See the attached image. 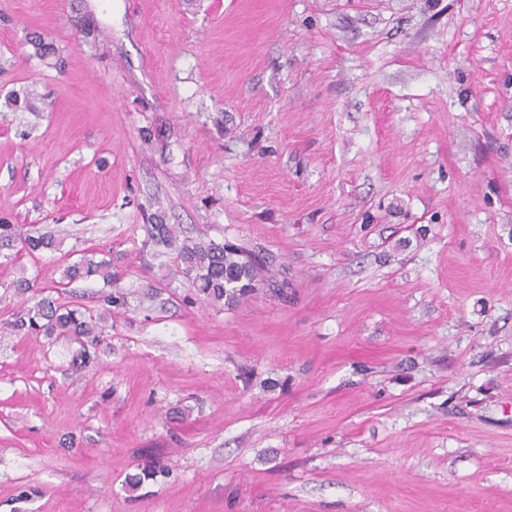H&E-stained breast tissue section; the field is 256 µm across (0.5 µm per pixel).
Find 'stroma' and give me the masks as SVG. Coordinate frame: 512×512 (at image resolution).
Segmentation results:
<instances>
[{"label": "stroma", "instance_id": "1", "mask_svg": "<svg viewBox=\"0 0 512 512\" xmlns=\"http://www.w3.org/2000/svg\"><path fill=\"white\" fill-rule=\"evenodd\" d=\"M0 220V512H512V0H0ZM157 221L288 302L60 288ZM58 247V240L51 234L41 233L39 230H28L20 224L0 222V266L13 263L20 250L35 253L43 250L54 251ZM14 250L16 251L13 252ZM63 279L67 281L65 285L81 280L102 281L103 288H111V291L101 293L100 298L104 306L109 310L112 307L123 309L128 306V295L131 292H124L119 285L121 274L113 270L110 259L95 260L93 255H82L78 261L66 266L63 271ZM27 320L20 316L10 323L11 329L25 336L42 334L68 339L83 348V361H90L89 351L86 346L96 344L100 336H103V328L100 317L85 314L71 309L58 299L49 297L39 298L33 306L27 310Z\"/></svg>", "mask_w": 512, "mask_h": 512}]
</instances>
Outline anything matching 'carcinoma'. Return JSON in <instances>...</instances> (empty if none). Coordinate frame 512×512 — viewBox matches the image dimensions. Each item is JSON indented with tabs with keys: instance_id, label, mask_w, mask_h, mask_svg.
I'll return each mask as SVG.
<instances>
[{
	"instance_id": "obj_1",
	"label": "carcinoma",
	"mask_w": 512,
	"mask_h": 512,
	"mask_svg": "<svg viewBox=\"0 0 512 512\" xmlns=\"http://www.w3.org/2000/svg\"><path fill=\"white\" fill-rule=\"evenodd\" d=\"M144 244L153 247V257L167 258L170 278L181 277L196 296L213 307H232L260 288L288 298V284L263 277L262 272L271 261L269 257L244 250L231 243H219L202 236L187 237L175 224H144ZM58 240L47 233L29 230L20 224L0 222V266L13 263L16 249L35 253L58 249ZM69 283L96 280L107 291L101 301L108 308L128 306V293L119 285L121 274L112 268V261L83 255L63 271ZM16 296L35 303L27 310V317L10 323L11 329L25 336L39 335L65 338L83 348V363L90 361L86 346L95 344L103 335L100 319L68 307L49 297H38L35 284L20 276L12 282Z\"/></svg>"
}]
</instances>
